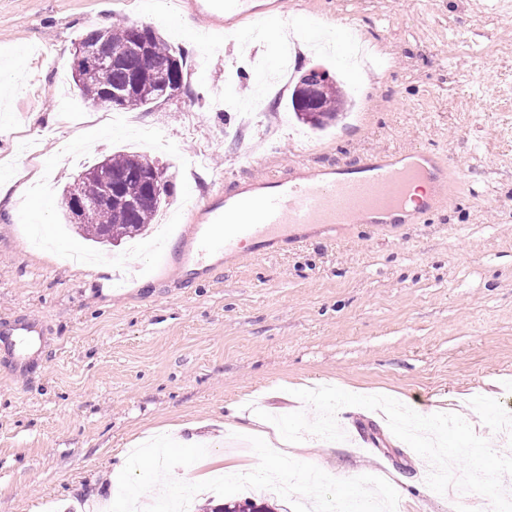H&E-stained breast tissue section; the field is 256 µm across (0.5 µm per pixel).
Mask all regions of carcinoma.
Returning <instances> with one entry per match:
<instances>
[{"instance_id":"cac0c4a2","label":"carcinoma","mask_w":512,"mask_h":512,"mask_svg":"<svg viewBox=\"0 0 512 512\" xmlns=\"http://www.w3.org/2000/svg\"><path fill=\"white\" fill-rule=\"evenodd\" d=\"M135 32L126 22L105 28H91L81 43L87 46L106 44L112 47V63L101 68H83L73 76L74 83L87 100L96 102L107 92L112 101L122 109L134 110L169 99L172 91L183 85L182 58L175 55L159 32L147 38L148 56L137 51ZM146 69L152 73L148 87L136 90L131 87L134 74ZM347 94L339 83H334L322 94L319 112H294L298 122L314 129H324L335 123L347 106ZM112 183L117 185L112 205L103 208L94 224H80L83 237L102 243L107 236L115 243L144 235L156 218L160 204L156 202L143 178L157 168L156 162L138 153H114L108 156ZM100 185L96 178L87 177L65 186L64 192H75L86 199L99 196ZM209 512H271L269 506L248 499L216 504Z\"/></svg>"}]
</instances>
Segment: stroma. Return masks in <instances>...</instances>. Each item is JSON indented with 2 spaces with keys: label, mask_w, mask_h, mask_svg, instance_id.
I'll list each match as a JSON object with an SVG mask.
<instances>
[{
  "label": "stroma",
  "mask_w": 512,
  "mask_h": 512,
  "mask_svg": "<svg viewBox=\"0 0 512 512\" xmlns=\"http://www.w3.org/2000/svg\"><path fill=\"white\" fill-rule=\"evenodd\" d=\"M343 14L376 60L359 69L309 47L293 61L295 72L339 73L354 94L353 115L314 133L290 119L289 84L230 77L249 28L205 45L208 21L188 0H0V79L14 83L0 102V179L25 186L13 213L0 211V318L42 328L35 360L0 352V512L110 507L130 448L186 425L208 454L174 478L249 472L254 453L225 448V429L248 434L255 410H301L295 390L325 385L424 416L451 409L495 441L512 389V17L478 0H283L255 45L262 69L279 70V34L303 41ZM119 21L156 27L182 53L185 85L128 114L73 95L85 114L73 124L52 92L82 35ZM126 114L167 141L153 157L175 210L214 184L302 160L417 148L447 167V196L417 223L350 224L333 239L244 255L186 288L141 243L90 248L57 207L84 169L143 151ZM70 253L107 273L82 272ZM336 419L345 440L307 437L285 455L341 479L386 473L402 512H457L384 416L349 406Z\"/></svg>",
  "instance_id": "35a3bbf8"
}]
</instances>
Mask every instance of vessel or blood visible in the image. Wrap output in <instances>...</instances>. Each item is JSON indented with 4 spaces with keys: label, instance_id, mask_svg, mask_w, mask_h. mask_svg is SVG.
<instances>
[{
    "label": "vessel or blood",
    "instance_id": "vessel-or-blood-1",
    "mask_svg": "<svg viewBox=\"0 0 512 512\" xmlns=\"http://www.w3.org/2000/svg\"><path fill=\"white\" fill-rule=\"evenodd\" d=\"M193 8L224 28L251 19L262 26L268 20L256 0H195ZM446 181L447 170L436 154L417 149L347 167L317 169L304 163L286 175L235 182L229 192L214 187L188 205L192 223L175 252L181 281L189 287L211 275L216 254L232 259L246 248L267 254L279 243L302 241L305 232L330 233L345 224L410 223L444 198ZM416 184L430 188L417 205L410 196ZM31 331L23 318L1 319L0 344Z\"/></svg>",
    "mask_w": 512,
    "mask_h": 512
}]
</instances>
